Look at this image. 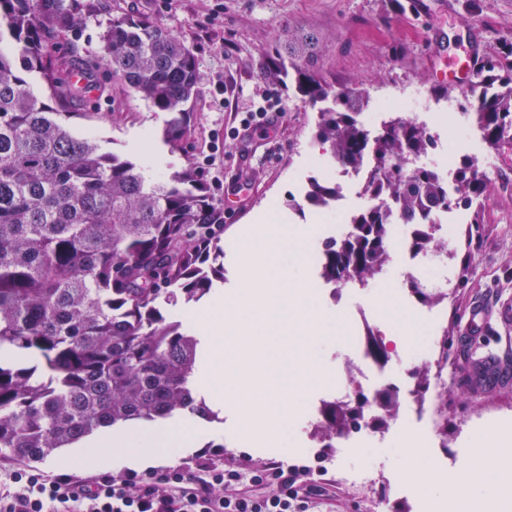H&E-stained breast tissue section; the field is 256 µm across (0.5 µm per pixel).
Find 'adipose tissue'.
I'll use <instances>...</instances> for the list:
<instances>
[{"instance_id": "adipose-tissue-1", "label": "adipose tissue", "mask_w": 512, "mask_h": 512, "mask_svg": "<svg viewBox=\"0 0 512 512\" xmlns=\"http://www.w3.org/2000/svg\"><path fill=\"white\" fill-rule=\"evenodd\" d=\"M207 436V431L191 420L163 421L136 431L108 428L97 439L73 448L66 460L73 466H91L102 471H141L158 465L191 443L206 440ZM427 487L436 497L447 500L451 512L460 507L467 512H484L491 501L498 512H512V474L489 488L454 477L428 478Z\"/></svg>"}]
</instances>
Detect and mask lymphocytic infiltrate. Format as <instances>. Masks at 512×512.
<instances>
[{"label":"lymphocytic infiltrate","mask_w":512,"mask_h":512,"mask_svg":"<svg viewBox=\"0 0 512 512\" xmlns=\"http://www.w3.org/2000/svg\"><path fill=\"white\" fill-rule=\"evenodd\" d=\"M305 468L282 462L250 470L209 459L140 478L11 475L0 488V512H311L320 487Z\"/></svg>","instance_id":"obj_1"}]
</instances>
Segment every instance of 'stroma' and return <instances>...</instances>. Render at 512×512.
Returning a JSON list of instances; mask_svg holds the SVG:
<instances>
[{"label": "stroma", "instance_id": "35a3bbf8", "mask_svg": "<svg viewBox=\"0 0 512 512\" xmlns=\"http://www.w3.org/2000/svg\"><path fill=\"white\" fill-rule=\"evenodd\" d=\"M413 9L398 12L393 0H174L165 10L159 0H102L103 16L145 15L178 36L194 52L200 73L191 104L193 122L186 153H170L162 141L166 115L133 94L111 71L96 78L101 92L90 99L79 95L76 112L93 113L89 126L108 150L137 159L156 177L181 169L185 162L202 163L213 156L208 176L221 180L211 195L223 204L224 188L242 184L233 218L224 223V238L247 232L271 211L283 223L312 230L310 252H317L339 216L317 220L304 194L312 179L326 180L318 166L314 141L317 112L288 89L265 78L266 53L288 30L310 28L320 34L319 64L327 79L339 87L363 89L370 100H385L390 112L403 109L400 93L413 85L427 91L428 105L443 104L441 71L464 62L470 54L491 50L497 42L512 41V0H479L480 9L468 14L466 0H413ZM224 81V101L216 103L213 85ZM279 91L281 117L274 138L265 140L242 130L246 112L261 105L264 93ZM471 123L449 129L429 124L437 135L435 152H447L450 165L472 157L477 166L497 161V173L478 212L457 210L454 234L448 241V264L454 287L436 303V322L422 327L437 342L435 366L446 376L436 416L435 468L451 469L460 479L470 474L474 447L489 436H500L512 448V379L485 383L477 380L469 359L472 346L491 350L493 359L512 368V320L497 321L492 334H463L473 306L512 304V146L496 153L470 151L466 139ZM317 304L334 320L331 332L309 341L302 327L303 309L289 308L279 329V342L288 350L287 362H274V374L299 368L311 347H318L326 367L347 346L350 301L335 303L325 288L313 290ZM228 456L261 469L276 462H294L293 452L280 448L246 449L224 440L219 448L191 449L170 458L176 466L196 458ZM381 472L363 490L336 479V458L328 442L311 449L302 464L312 482L325 486L315 512H417L413 495L395 484L410 479L408 451L364 445L350 456Z\"/></svg>", "mask_w": 512, "mask_h": 512}]
</instances>
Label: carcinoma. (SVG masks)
<instances>
[{
  "label": "carcinoma",
  "mask_w": 512,
  "mask_h": 512,
  "mask_svg": "<svg viewBox=\"0 0 512 512\" xmlns=\"http://www.w3.org/2000/svg\"><path fill=\"white\" fill-rule=\"evenodd\" d=\"M100 10V0H0V451L19 461L48 458L95 431L177 414L210 418L195 391L197 339L164 307L196 302L224 282V211L192 163L163 181L135 161L106 152L73 120L72 85L62 76L60 44ZM100 64L139 98L169 114L171 152H184L187 104L200 74L195 54L151 18L126 14L102 26ZM318 37L288 33L264 74L288 82L303 101L329 102L316 141L333 160L376 162L364 193L374 204L341 240L321 244L322 276L375 279L390 259L391 216L407 224L434 209L478 208L490 181L472 161L455 168V191L426 167L402 162L433 144L426 128L397 117L372 137L358 122L365 91L328 82L316 67ZM49 93L40 99L28 75ZM482 141L512 144V42L480 59L476 81L456 99ZM336 185L312 180L306 202L324 208ZM377 428L397 410V392L326 410L323 437L354 423L369 404Z\"/></svg>",
  "instance_id": "obj_1"
}]
</instances>
